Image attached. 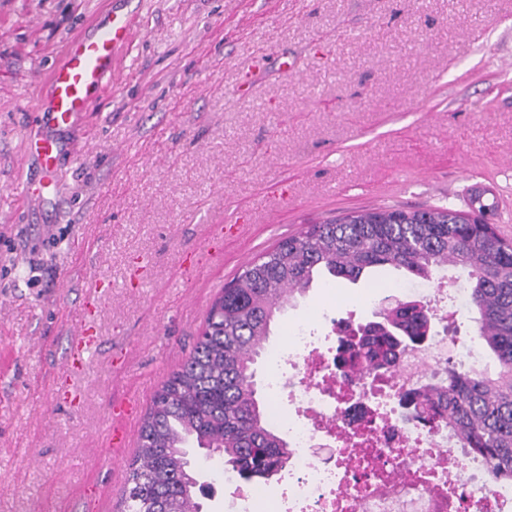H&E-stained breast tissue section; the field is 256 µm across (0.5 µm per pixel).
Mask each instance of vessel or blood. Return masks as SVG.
<instances>
[{
    "instance_id": "b4317fda",
    "label": "vessel or blood",
    "mask_w": 512,
    "mask_h": 512,
    "mask_svg": "<svg viewBox=\"0 0 512 512\" xmlns=\"http://www.w3.org/2000/svg\"><path fill=\"white\" fill-rule=\"evenodd\" d=\"M131 36V16L115 11L94 34L77 36L67 42L62 62L45 80L48 89L45 109L50 126L57 129L69 127L78 115L93 108L99 92L112 80L119 50L130 42ZM29 144L40 161L45 179L54 180L57 173L55 140L46 134H35L30 136ZM97 345L93 326L81 324L66 362L70 383L63 390L65 400L79 401L80 395L71 380L83 366L85 354L95 350ZM113 414L117 422L109 431L108 445L117 452L130 445V433L125 423L128 409L120 404L114 406Z\"/></svg>"
}]
</instances>
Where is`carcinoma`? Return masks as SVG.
Returning a JSON list of instances; mask_svg holds the SVG:
<instances>
[{
    "instance_id": "carcinoma-1",
    "label": "carcinoma",
    "mask_w": 512,
    "mask_h": 512,
    "mask_svg": "<svg viewBox=\"0 0 512 512\" xmlns=\"http://www.w3.org/2000/svg\"><path fill=\"white\" fill-rule=\"evenodd\" d=\"M487 205L352 211L297 236L249 263L213 300L193 351L155 391L131 463L124 512H203L196 468L207 454L251 481L288 465V443L268 418L256 380L271 327L318 281L357 282L375 268L434 282L438 269L468 272L477 339L494 357L482 368L448 365L444 377L410 393L420 411L446 424L461 446L481 454L492 480L512 481V244L492 224ZM399 334L420 342L431 330L420 300L392 311ZM396 356L394 338L359 339L352 367Z\"/></svg>"
}]
</instances>
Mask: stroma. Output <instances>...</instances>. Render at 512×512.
Returning <instances> with one entry per match:
<instances>
[{"instance_id":"obj_1","label":"stroma","mask_w":512,"mask_h":512,"mask_svg":"<svg viewBox=\"0 0 512 512\" xmlns=\"http://www.w3.org/2000/svg\"><path fill=\"white\" fill-rule=\"evenodd\" d=\"M114 2L0 0V512H120L136 450L107 448L112 405L138 436L218 291L281 239L355 210L465 212L484 189L512 242V0H125L115 82L57 132L42 185L25 140L43 81ZM336 291L357 324L408 298L367 277ZM323 299H297L265 346L263 395L287 414L269 373L289 322L325 328ZM88 307L73 407L58 390ZM208 483L203 512H241L249 482Z\"/></svg>"}]
</instances>
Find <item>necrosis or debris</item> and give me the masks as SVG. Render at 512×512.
I'll use <instances>...</instances> for the list:
<instances>
[{"mask_svg":"<svg viewBox=\"0 0 512 512\" xmlns=\"http://www.w3.org/2000/svg\"><path fill=\"white\" fill-rule=\"evenodd\" d=\"M286 332L284 385L296 416L283 417L275 404L269 410L291 450L276 512H512L511 481L491 480L483 458L447 427L403 417L405 392L447 368V336L371 376L338 367L344 325L319 336L291 323ZM319 447L334 449L333 460L320 459Z\"/></svg>","mask_w":512,"mask_h":512,"instance_id":"1","label":"necrosis or debris"}]
</instances>
